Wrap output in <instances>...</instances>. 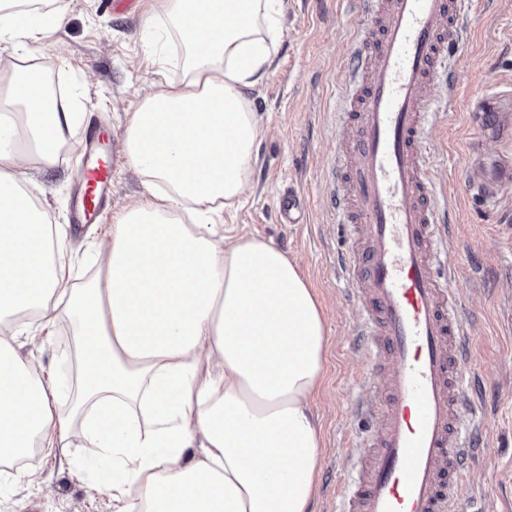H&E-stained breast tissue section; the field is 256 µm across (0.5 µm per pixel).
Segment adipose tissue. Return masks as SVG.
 Returning a JSON list of instances; mask_svg holds the SVG:
<instances>
[{
	"label": "adipose tissue",
	"instance_id": "adipose-tissue-1",
	"mask_svg": "<svg viewBox=\"0 0 512 512\" xmlns=\"http://www.w3.org/2000/svg\"><path fill=\"white\" fill-rule=\"evenodd\" d=\"M0 0V317L30 309L35 333L75 322L78 396L52 387L0 329V460L68 456L72 417L99 455L90 483L112 512H309L321 435L309 401L326 329L309 280L280 249L226 233L261 136L247 95L275 54L282 0H156L144 28L180 38L183 76L127 113L122 148L144 191L94 245L98 275L68 294L64 249L30 196L31 165H58L78 113L58 110L31 43L65 9L23 15ZM67 296L58 306L56 296Z\"/></svg>",
	"mask_w": 512,
	"mask_h": 512
}]
</instances>
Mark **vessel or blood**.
<instances>
[{"label":"vessel or blood","instance_id":"b4317fda","mask_svg":"<svg viewBox=\"0 0 512 512\" xmlns=\"http://www.w3.org/2000/svg\"><path fill=\"white\" fill-rule=\"evenodd\" d=\"M370 20L351 39L339 110L354 137L330 172L331 214L357 228L336 271L364 308L359 343L387 390L358 402L380 428L348 457L353 489L338 512H462L455 489L477 451L460 412L470 403L467 331L449 286L448 211L432 179L427 129L439 111L431 90L455 84L449 49L464 33L467 0H357ZM474 116L512 132V96H479ZM112 132L90 126L71 221L98 223L112 195ZM472 175L488 188L512 179L505 166ZM307 202L289 193L280 221L300 224Z\"/></svg>","mask_w":512,"mask_h":512}]
</instances>
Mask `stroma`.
<instances>
[{"label": "stroma", "mask_w": 512, "mask_h": 512, "mask_svg": "<svg viewBox=\"0 0 512 512\" xmlns=\"http://www.w3.org/2000/svg\"><path fill=\"white\" fill-rule=\"evenodd\" d=\"M65 2L61 28L50 39L33 43L31 58L46 79L55 80L62 107L82 112L83 121L66 133L72 148L66 161L34 173L29 191L45 204L65 242L63 260L71 269L70 286L78 292L97 275L92 240L143 191L122 151L126 114L162 78H180L182 69L179 54H172L162 77L147 58L159 45L157 35L141 25L150 0H138L132 12L106 8L100 0ZM480 2L457 48L452 114L437 116L430 139L434 183L448 190L453 240L462 246L454 258L451 286L470 326L474 425L489 446L477 456L459 496L467 512H512V182L502 184L491 201L464 181L474 152L493 161L512 151L511 145L482 130L467 107L471 96H493L512 86V0ZM279 21V48L263 79L249 92L253 109L263 117V135L234 224L238 233L273 243L296 261L321 303L327 331L324 378L311 407L321 428L322 453L311 512H334L350 489L341 466L347 445L377 427L374 419L352 408L353 399L365 390L366 360L351 346L361 304L347 298L345 284L333 270L347 232L331 221L325 180L340 147L336 102L351 46L349 33L366 29L369 22L348 0H283ZM93 121L112 131V206L100 223L78 226L71 224L70 213L83 161L80 145L87 123ZM291 190L311 200L306 223L278 221L279 201ZM74 333L73 324L62 321L53 335H23L16 342L20 359L50 381L65 413L74 400L66 368L78 346ZM71 441L70 460L42 454L29 462L44 492L12 485L0 512H112L108 495L93 489L78 468L97 456L83 439L81 419L71 423Z\"/></svg>", "instance_id": "obj_1"}]
</instances>
